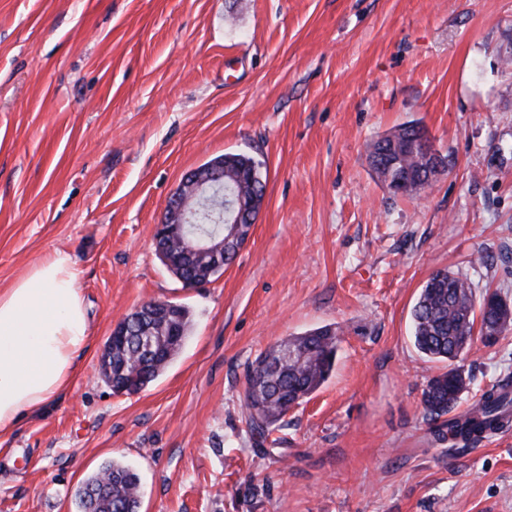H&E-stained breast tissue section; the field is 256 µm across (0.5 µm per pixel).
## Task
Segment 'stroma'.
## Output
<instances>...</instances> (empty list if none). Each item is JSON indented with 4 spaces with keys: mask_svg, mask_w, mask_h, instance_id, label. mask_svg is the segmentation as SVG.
I'll use <instances>...</instances> for the list:
<instances>
[{
    "mask_svg": "<svg viewBox=\"0 0 512 512\" xmlns=\"http://www.w3.org/2000/svg\"><path fill=\"white\" fill-rule=\"evenodd\" d=\"M414 122L448 171L392 195L368 146ZM267 168L236 262L184 288L153 234L184 176ZM67 252L91 327L69 389L0 437V512H78L116 459L140 512H512V428L463 448L422 390L447 370L411 338L436 270L512 301V0H0V289ZM191 330L144 390L97 373L143 302ZM331 325L319 390L263 453L245 433L257 357ZM458 404L512 378V331L474 341Z\"/></svg>",
    "mask_w": 512,
    "mask_h": 512,
    "instance_id": "obj_1",
    "label": "stroma"
}]
</instances>
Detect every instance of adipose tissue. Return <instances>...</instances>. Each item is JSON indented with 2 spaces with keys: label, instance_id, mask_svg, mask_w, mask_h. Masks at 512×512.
<instances>
[{
  "label": "adipose tissue",
  "instance_id": "ef3b65f1",
  "mask_svg": "<svg viewBox=\"0 0 512 512\" xmlns=\"http://www.w3.org/2000/svg\"><path fill=\"white\" fill-rule=\"evenodd\" d=\"M68 254L54 252L0 290V436L65 391L90 343Z\"/></svg>",
  "mask_w": 512,
  "mask_h": 512
}]
</instances>
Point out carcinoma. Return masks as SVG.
Masks as SVG:
<instances>
[{"label":"carcinoma","mask_w":512,"mask_h":512,"mask_svg":"<svg viewBox=\"0 0 512 512\" xmlns=\"http://www.w3.org/2000/svg\"><path fill=\"white\" fill-rule=\"evenodd\" d=\"M421 126L407 123L372 143L369 155L383 153L385 159L371 166L393 194L399 184L430 187L434 180L422 175L426 163L413 153L412 143ZM224 174L212 179L216 187L243 198L247 219L253 225L259 209L252 196L265 197L260 163L243 153H226ZM195 223L189 231L197 237L230 236L232 225L224 223L214 195L193 198ZM203 262L182 257L176 268L179 282L190 288L199 280ZM482 307L468 279L446 269L431 274L412 308V338L415 348L432 361L448 363V370L432 377L422 392L425 416L448 428V443L465 445L512 425V384L494 385L481 394L477 405L461 418L443 419L457 404L466 388V378L454 362L472 346L476 309ZM127 336L112 346V391L122 393L126 377L136 379L138 389L155 381L179 353L191 327L187 307L177 304L164 313L154 327L142 329L139 312L124 318ZM337 331L322 326L281 340L262 353L246 376L243 401L248 409L247 428L254 442L264 445L288 411L316 392L330 376L338 349ZM141 479L130 465L112 461L82 481L76 496L79 512H139Z\"/></svg>","instance_id":"cac0c4a2"}]
</instances>
